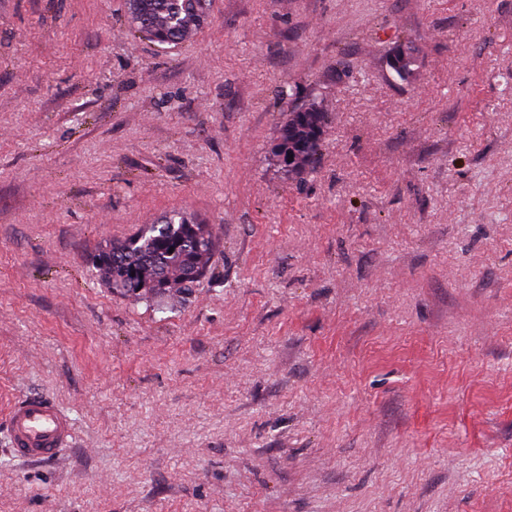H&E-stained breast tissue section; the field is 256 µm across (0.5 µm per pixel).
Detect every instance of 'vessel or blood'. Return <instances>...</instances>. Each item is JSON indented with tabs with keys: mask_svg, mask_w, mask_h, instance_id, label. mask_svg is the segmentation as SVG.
<instances>
[{
	"mask_svg": "<svg viewBox=\"0 0 512 512\" xmlns=\"http://www.w3.org/2000/svg\"><path fill=\"white\" fill-rule=\"evenodd\" d=\"M0 432L16 460H51L71 444L74 422L53 400L34 394L11 405L0 418Z\"/></svg>",
	"mask_w": 512,
	"mask_h": 512,
	"instance_id": "b4317fda",
	"label": "vessel or blood"
}]
</instances>
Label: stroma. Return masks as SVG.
<instances>
[{"label": "stroma", "mask_w": 512, "mask_h": 512, "mask_svg": "<svg viewBox=\"0 0 512 512\" xmlns=\"http://www.w3.org/2000/svg\"><path fill=\"white\" fill-rule=\"evenodd\" d=\"M417 69L394 80L391 53ZM316 89L312 167L270 148ZM207 224L171 309L92 256ZM0 512H512V0H213L175 46L128 0H0ZM1 422L9 452L19 461L57 458L74 435L71 416L53 400L37 394L16 400Z\"/></svg>", "instance_id": "35a3bbf8"}]
</instances>
